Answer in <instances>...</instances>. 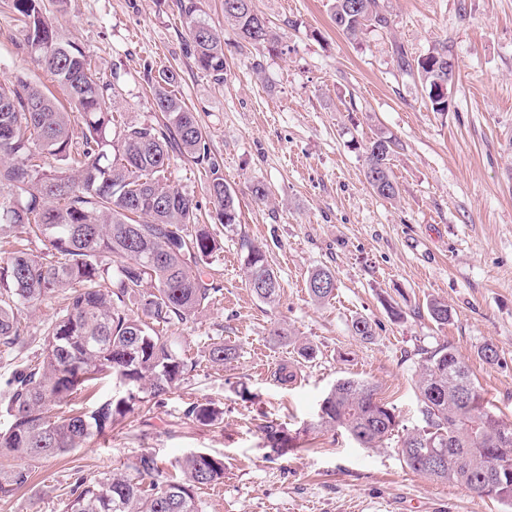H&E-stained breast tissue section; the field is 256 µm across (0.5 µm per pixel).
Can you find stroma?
I'll return each mask as SVG.
<instances>
[{
	"mask_svg": "<svg viewBox=\"0 0 512 512\" xmlns=\"http://www.w3.org/2000/svg\"><path fill=\"white\" fill-rule=\"evenodd\" d=\"M202 17L224 35L227 74L214 82L186 53L175 0H68L53 21L61 39L78 38L95 75L112 88L111 109L157 124L151 82L158 69L181 75L179 94L195 112L240 222L221 233L211 279L218 299L196 319L171 328L199 364L164 403L138 408L124 424L85 447L41 462L27 486L0 498V512H62L74 472L92 478L137 456L172 471L188 451L223 457V483L202 490L203 512H501L464 486L413 472L397 446L359 447L317 426L319 404L336 379L356 376L379 387L401 426L419 424L414 382L419 348L450 344L504 422L512 424V0H382L389 18L359 41L332 23L327 0H254L278 32L282 51L263 54L224 20V0H200ZM447 45L456 74L450 107L431 109L410 59ZM52 86L30 62L11 0H0V83L16 78ZM395 141L390 167L400 196H377L364 176V147ZM171 184L194 196L200 221L212 223L208 177L189 155L170 156ZM263 183L269 204L250 187ZM260 247L280 283L274 303L245 284L248 245ZM336 276V296L313 302L307 279L318 267ZM452 310L433 322L430 299ZM398 303L401 317L388 306ZM55 307L41 303L16 359L0 358V403L18 363L42 349L37 334ZM368 318L371 340L352 336V318ZM315 348L303 359L294 343L271 341L274 326ZM241 347L215 370L199 357L209 340ZM494 344L497 364L478 351ZM295 377L279 379L282 366ZM210 401L224 411L214 429L184 413ZM283 427L295 447L279 457L260 423Z\"/></svg>",
	"mask_w": 512,
	"mask_h": 512,
	"instance_id": "stroma-1",
	"label": "stroma"
}]
</instances>
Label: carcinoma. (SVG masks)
Here are the masks:
<instances>
[{
	"instance_id": "cac0c4a2",
	"label": "carcinoma",
	"mask_w": 512,
	"mask_h": 512,
	"mask_svg": "<svg viewBox=\"0 0 512 512\" xmlns=\"http://www.w3.org/2000/svg\"><path fill=\"white\" fill-rule=\"evenodd\" d=\"M32 62L65 90L70 107L22 78L0 84V352L21 343L25 317L36 305L63 295V306L42 327L41 353L8 381L7 427L0 455L15 461L0 469V498L25 486L42 460L82 448L122 422L135 407L161 403L197 360L175 347L164 331L196 318L214 299L212 266L222 247L198 204L165 177L170 152L191 156L209 172L215 220L227 232L239 224L236 193L224 184L221 163L206 133L178 97L179 73L158 71L153 98L164 122L137 123L106 106L105 86L78 42L59 40L44 0H12ZM186 46L199 70L224 82V37L201 18L200 0H178ZM336 28L356 42L371 26L386 27L380 0H329ZM224 20L258 51L278 53V35L253 0H224ZM448 48L411 62L396 51L397 67L417 72L426 89L452 84ZM82 125L75 135L74 125ZM394 142L377 138L365 149L363 174L373 192L399 197L390 169ZM246 282L264 303L275 302L279 281L258 247L244 260ZM316 302L334 297L328 268L307 281ZM430 318L446 325L445 302L427 304ZM363 341L371 322L352 320ZM209 364L238 356L222 340L206 346ZM112 392L89 402L97 381ZM421 423L399 433L393 407L377 386L357 377L336 380L320 404V426L345 433L363 448L397 445L407 465L434 480L456 483L512 512V425L499 420L449 344L421 350L415 381ZM186 415L205 426L223 422L212 402H193ZM272 451H295L288 434L262 426ZM443 456L437 470L425 460ZM224 480V457L194 451L166 475L156 457L142 454L125 468L88 479L80 472L66 492L64 512H202L198 491Z\"/></svg>"
}]
</instances>
